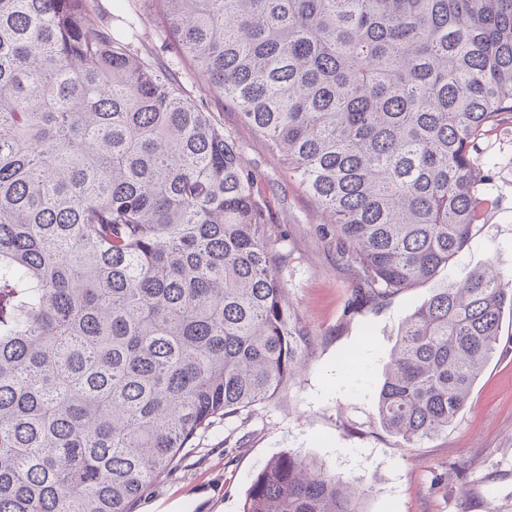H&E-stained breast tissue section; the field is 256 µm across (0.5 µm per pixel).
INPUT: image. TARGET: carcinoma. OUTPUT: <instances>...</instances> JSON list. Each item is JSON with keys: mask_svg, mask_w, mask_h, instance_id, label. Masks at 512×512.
<instances>
[{"mask_svg": "<svg viewBox=\"0 0 512 512\" xmlns=\"http://www.w3.org/2000/svg\"><path fill=\"white\" fill-rule=\"evenodd\" d=\"M169 38L281 157L358 267L348 310L437 279L512 112V0H154ZM98 0H0V512H134L214 424L295 377L310 332L234 138ZM512 275L435 288L378 396L407 444L453 422ZM289 453L242 512H363Z\"/></svg>", "mask_w": 512, "mask_h": 512, "instance_id": "1", "label": "carcinoma"}]
</instances>
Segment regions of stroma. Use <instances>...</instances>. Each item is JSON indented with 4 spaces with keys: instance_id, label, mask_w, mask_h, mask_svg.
<instances>
[{
    "instance_id": "35a3bbf8",
    "label": "stroma",
    "mask_w": 512,
    "mask_h": 512,
    "mask_svg": "<svg viewBox=\"0 0 512 512\" xmlns=\"http://www.w3.org/2000/svg\"><path fill=\"white\" fill-rule=\"evenodd\" d=\"M111 26L148 63L173 70L194 103L213 114L258 174V190L287 256L278 273L287 300L311 330L299 376L268 403L197 438L182 468L150 487L135 512H241L251 482L276 454L293 453L366 491L363 512H512V311L500 345L448 429L405 444L379 422L383 374L405 321L431 292L422 284L379 307L349 313L359 279L326 237L319 209L287 166L208 90L187 58L174 53L153 0H99ZM135 27H128V19ZM479 163H490V204L445 280L495 264L512 273V124L489 133Z\"/></svg>"
}]
</instances>
